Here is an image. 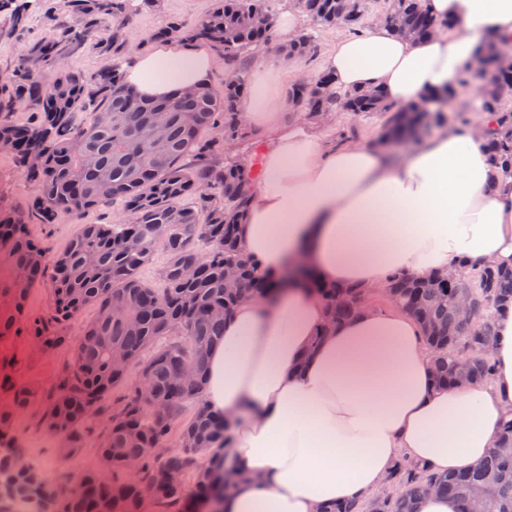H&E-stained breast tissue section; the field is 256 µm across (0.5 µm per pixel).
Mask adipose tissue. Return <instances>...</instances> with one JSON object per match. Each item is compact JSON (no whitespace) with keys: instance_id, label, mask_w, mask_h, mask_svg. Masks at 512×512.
Listing matches in <instances>:
<instances>
[{"instance_id":"ef3b65f1","label":"adipose tissue","mask_w":512,"mask_h":512,"mask_svg":"<svg viewBox=\"0 0 512 512\" xmlns=\"http://www.w3.org/2000/svg\"><path fill=\"white\" fill-rule=\"evenodd\" d=\"M450 30L424 39L378 23L337 36L322 63L338 87L381 90L398 107L460 90L482 37H512V0H425ZM206 50L159 48L125 65L145 99L208 83ZM259 60L244 122L257 135L253 202L241 239L271 279L308 258L332 286L384 291L390 275L464 263L512 267V184L503 185L476 126H442L391 160L364 141H326L280 110ZM490 382L439 389L419 323L364 306L329 325L327 303L300 284L242 301L207 358L205 397L224 418L232 464L250 474L224 512H319L369 496L399 456L440 473L483 460L512 418V305L495 316Z\"/></svg>"}]
</instances>
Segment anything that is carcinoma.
Listing matches in <instances>:
<instances>
[{
  "label": "carcinoma",
  "instance_id": "1",
  "mask_svg": "<svg viewBox=\"0 0 512 512\" xmlns=\"http://www.w3.org/2000/svg\"><path fill=\"white\" fill-rule=\"evenodd\" d=\"M136 0H67L68 18H52L55 34L47 41L26 46L11 72L0 77V150L15 156L17 166L37 190L35 213L50 224L60 213L75 219L90 210H106L118 203L123 218L115 224H86L63 252L49 257L30 236L26 222L0 209V339L27 333L46 348L75 344L73 366L64 373L55 392L46 397L42 424L64 437L65 452L81 447V428L105 411L104 401L126 380L130 366L139 367L151 384L150 402L131 390L112 401L108 426L99 443L104 477L84 472L73 491L54 501L53 512H147L158 505L166 512H197L196 505L248 477L232 469L224 482L226 426L202 399L206 360L223 335L224 320L243 300L274 288L259 263L247 255L240 239L252 202L248 158L230 155L226 143L246 141L240 125L241 100L250 59L247 52L271 47V28L252 23L256 11L269 12L268 0H219V5L187 32L172 24L159 37L205 39L222 49L238 82L218 92L209 85L197 93H181L162 101L138 99L127 109L132 90L122 82L118 64L105 66L87 77L60 66L80 48L103 18L113 20L112 40L101 46L116 60L127 51L126 15L137 10ZM313 22L329 27L336 8L349 14L347 28L357 33L370 0H296ZM11 10L17 31L27 26L26 7L0 0ZM385 12L397 17L392 31L422 39L437 21L421 0H385ZM275 51L291 58L310 59L316 51L308 33ZM55 70L46 80V70ZM486 91L492 104L484 112L490 123L486 144L492 166L503 179L512 178V75L491 77ZM341 109L354 114L378 112L385 116V140L409 141L427 130V121L412 107L394 112L381 91L336 92ZM288 98L307 116L312 111L310 89L294 84ZM26 108L38 114L33 123H18L14 113ZM164 111V137H150L153 114ZM82 112L90 121L78 122ZM112 113V125L101 126L98 115ZM41 164L32 169L31 156ZM108 171L104 179L102 171ZM164 261L158 269L160 286L141 275L157 252ZM239 268L238 287H224V266ZM193 267L192 279L183 270ZM23 269L29 287L19 291L13 275ZM306 285L328 305L332 324L354 316L367 293L356 286L332 287L317 281L311 271L300 274ZM49 280L50 304L46 314L31 319L27 306L31 287ZM391 303L407 310L423 327L433 350L431 372L439 386H453L462 378L472 382L492 379L494 313L512 302V269L472 263L450 280L440 274L412 279L390 277ZM344 297L342 305L336 296ZM470 300L474 325H461L458 303ZM96 310L80 335H68L71 322L85 309ZM125 355L122 366L113 354ZM15 362L0 364V394L12 406L0 408V512L18 505L38 509L45 500L46 482L41 466L20 452L12 432V407L30 401L34 390L13 379ZM192 368L193 380L185 377ZM196 410L179 435L180 452L168 449L173 424L186 404ZM177 472L181 483L167 475ZM395 493L375 496L382 512H415L416 500L430 488L456 498L460 512H512V422L498 435V446L473 469L436 474L416 463L400 462L391 473ZM194 491L186 493L187 485ZM371 500L356 499L329 505L323 512H367Z\"/></svg>",
  "mask_w": 512,
  "mask_h": 512
}]
</instances>
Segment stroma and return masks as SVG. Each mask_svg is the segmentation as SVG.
<instances>
[{
	"instance_id": "stroma-1",
	"label": "stroma",
	"mask_w": 512,
	"mask_h": 512,
	"mask_svg": "<svg viewBox=\"0 0 512 512\" xmlns=\"http://www.w3.org/2000/svg\"><path fill=\"white\" fill-rule=\"evenodd\" d=\"M23 2L30 17V23L23 33L13 31L9 12H0V73L7 72L13 66L21 44L50 39L53 28L48 22L49 16L62 14L65 10V0ZM215 5L216 0H154L152 6L130 13L127 20L129 55L153 50L158 43L157 32L171 24L177 23L186 29L194 28ZM111 37V21L102 20L86 44L63 61V68L88 77L93 76L109 63L100 45ZM382 132L383 122L379 116H356L341 110L337 112L332 125L325 129L324 136L336 143L345 136L376 141ZM34 200L33 185L17 168L12 154L0 151V201L25 218L31 236L39 242L47 255L54 256L63 252L80 234L84 225L104 224L114 219L113 214L93 210L78 221L62 214L54 223L41 224L33 216ZM73 353L74 347L70 344L55 349H41L26 335L0 341V358L12 357L18 361L16 381L36 391L28 405L14 410L15 435L26 457L41 463L49 493L53 496L69 492L83 472L98 468L97 443L108 423L107 415L92 417L84 432L82 448L67 457L60 453L64 446L63 438L42 424L44 399L56 388L60 377L71 365Z\"/></svg>"
}]
</instances>
